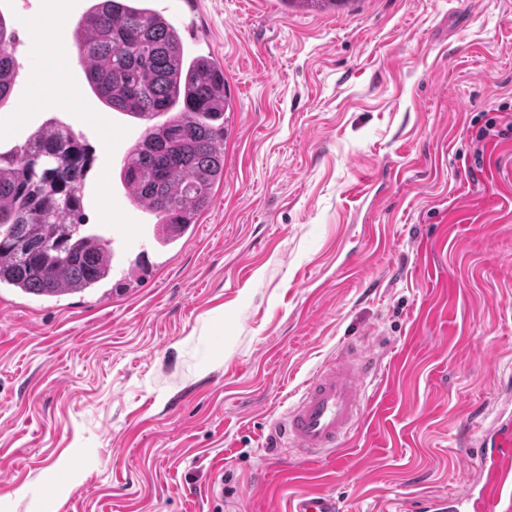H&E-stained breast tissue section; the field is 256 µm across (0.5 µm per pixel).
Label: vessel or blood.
Returning a JSON list of instances; mask_svg holds the SVG:
<instances>
[{
	"mask_svg": "<svg viewBox=\"0 0 512 512\" xmlns=\"http://www.w3.org/2000/svg\"><path fill=\"white\" fill-rule=\"evenodd\" d=\"M82 38L65 46L38 44L29 50L36 72H43L46 57L65 50L70 62H83ZM376 373V361L357 343H348L304 386L279 426L280 447L304 459L333 455L347 444L363 419L365 392ZM475 452L484 462L487 477L482 488L468 486L444 506L428 512H512V492L505 487L503 463L512 456V425L502 424L478 440ZM289 512H340L335 497L308 492L293 499Z\"/></svg>",
	"mask_w": 512,
	"mask_h": 512,
	"instance_id": "b4317fda",
	"label": "vessel or blood"
}]
</instances>
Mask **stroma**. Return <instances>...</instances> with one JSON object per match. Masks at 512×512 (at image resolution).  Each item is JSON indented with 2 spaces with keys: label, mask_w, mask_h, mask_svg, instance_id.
Wrapping results in <instances>:
<instances>
[{
  "label": "stroma",
  "mask_w": 512,
  "mask_h": 512,
  "mask_svg": "<svg viewBox=\"0 0 512 512\" xmlns=\"http://www.w3.org/2000/svg\"><path fill=\"white\" fill-rule=\"evenodd\" d=\"M224 65V179L175 246L126 243L130 288L60 302L0 288V512H414L475 477L512 395V0H195ZM19 79L0 152L92 100ZM76 134L101 161L105 110ZM350 341L380 370L333 458L272 447ZM23 486L27 493L12 496ZM336 498L326 492H308L293 499L289 512H340Z\"/></svg>",
  "instance_id": "1"
}]
</instances>
